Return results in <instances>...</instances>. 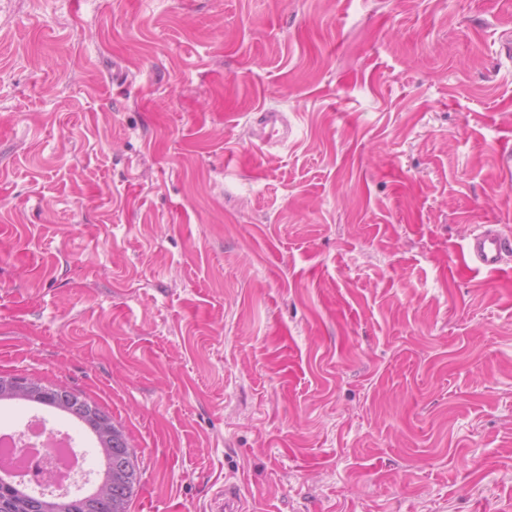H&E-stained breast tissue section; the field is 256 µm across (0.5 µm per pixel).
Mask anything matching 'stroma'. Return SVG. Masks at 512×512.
Instances as JSON below:
<instances>
[{
  "mask_svg": "<svg viewBox=\"0 0 512 512\" xmlns=\"http://www.w3.org/2000/svg\"><path fill=\"white\" fill-rule=\"evenodd\" d=\"M479 224L512 0H0V375L109 413L129 512H512ZM257 130L254 133L253 146L263 153L276 144L288 140V123L279 112H262L256 119ZM215 502L218 504L219 512H222V510L225 512H238L243 510L264 512L267 510L258 508L257 505L256 507L248 505L246 498L242 494V486L235 482L224 483V491H219Z\"/></svg>",
  "mask_w": 512,
  "mask_h": 512,
  "instance_id": "obj_1",
  "label": "stroma"
}]
</instances>
